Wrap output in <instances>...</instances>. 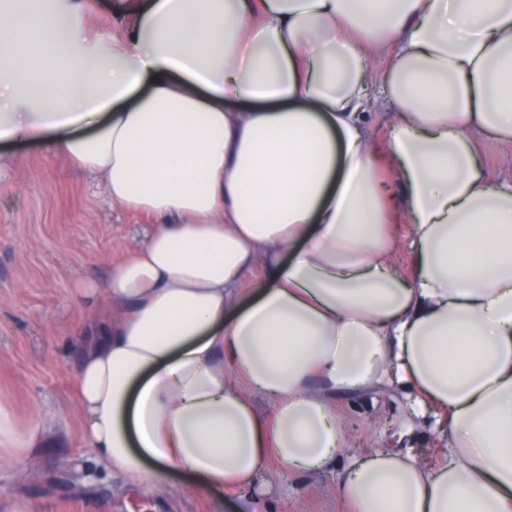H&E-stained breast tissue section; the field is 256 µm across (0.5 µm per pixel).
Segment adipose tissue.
Segmentation results:
<instances>
[{
    "label": "adipose tissue",
    "mask_w": 512,
    "mask_h": 512,
    "mask_svg": "<svg viewBox=\"0 0 512 512\" xmlns=\"http://www.w3.org/2000/svg\"><path fill=\"white\" fill-rule=\"evenodd\" d=\"M87 6L0 9V144H49L153 221L75 289L102 318L76 398L103 468L269 494L272 456L336 470L348 512H512V178L477 141L512 145V0H115L95 33ZM387 389L441 462L350 447L337 398ZM52 440L0 405L20 474ZM481 139L482 160L491 179L510 177L512 173V148L504 149L490 138Z\"/></svg>",
    "instance_id": "ef3b65f1"
}]
</instances>
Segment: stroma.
Wrapping results in <instances>:
<instances>
[{
  "label": "stroma",
  "mask_w": 512,
  "mask_h": 512,
  "mask_svg": "<svg viewBox=\"0 0 512 512\" xmlns=\"http://www.w3.org/2000/svg\"><path fill=\"white\" fill-rule=\"evenodd\" d=\"M0 154V402L23 421L51 412L55 429L29 476L0 460V497L21 496L37 512H239V499L175 471L154 488L100 471L81 441L74 395L94 313L74 301L73 288L104 278L111 263L141 247L151 221L113 204L89 174L45 146L18 143ZM402 403L389 390L371 404L342 398L336 406L353 446L419 448L426 464L438 462L437 433L422 421L407 432ZM267 474L274 488L258 512H346L333 473H297L272 458Z\"/></svg>",
  "instance_id": "stroma-1"
}]
</instances>
